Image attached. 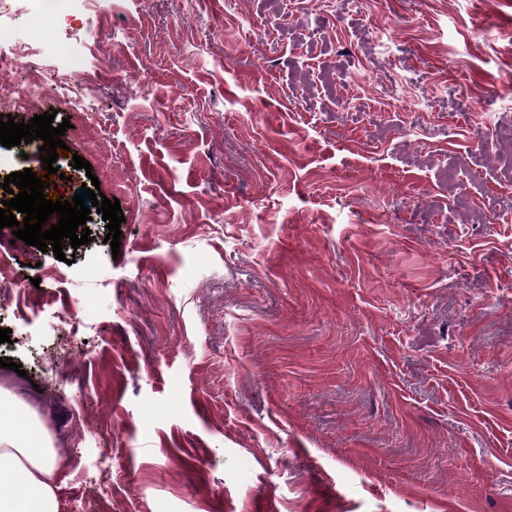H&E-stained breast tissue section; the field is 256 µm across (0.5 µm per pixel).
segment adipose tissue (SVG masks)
<instances>
[{
    "instance_id": "obj_1",
    "label": "adipose tissue",
    "mask_w": 512,
    "mask_h": 512,
    "mask_svg": "<svg viewBox=\"0 0 512 512\" xmlns=\"http://www.w3.org/2000/svg\"><path fill=\"white\" fill-rule=\"evenodd\" d=\"M55 450L38 416L0 389V512H61Z\"/></svg>"
}]
</instances>
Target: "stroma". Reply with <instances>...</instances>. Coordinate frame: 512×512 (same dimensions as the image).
<instances>
[{"label":"stroma","mask_w":512,"mask_h":512,"mask_svg":"<svg viewBox=\"0 0 512 512\" xmlns=\"http://www.w3.org/2000/svg\"><path fill=\"white\" fill-rule=\"evenodd\" d=\"M32 51L54 193L125 217L0 229L63 512L78 454L111 512H512V0H90Z\"/></svg>","instance_id":"1"}]
</instances>
